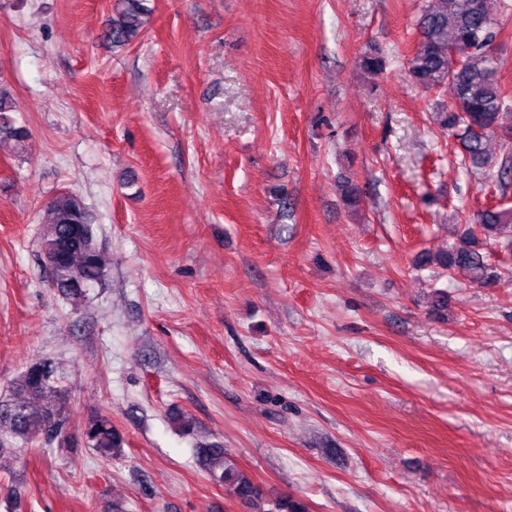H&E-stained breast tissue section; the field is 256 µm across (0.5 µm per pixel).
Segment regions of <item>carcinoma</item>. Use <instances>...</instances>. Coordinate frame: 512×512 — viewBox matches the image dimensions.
Segmentation results:
<instances>
[{
    "label": "carcinoma",
    "instance_id": "cac0c4a2",
    "mask_svg": "<svg viewBox=\"0 0 512 512\" xmlns=\"http://www.w3.org/2000/svg\"><path fill=\"white\" fill-rule=\"evenodd\" d=\"M425 2L417 23L418 45L407 62L408 77L425 91L452 89V100L439 113V125L461 146V164L485 170L501 189L502 202L477 212L469 222L512 245V208L503 203L512 187V154H505L495 166L485 148L492 136L512 140V97L498 82L499 60L492 47L494 0ZM150 14L147 0H118L103 32L104 40L114 48L132 43L143 33ZM13 108L9 95L1 91L0 145L11 143L19 148L28 131L15 126L7 116ZM341 191L346 206L358 208L360 188L347 179ZM44 213L41 253L58 256L49 271L53 287L64 299L79 304L106 276L93 224L82 200L68 191L51 197ZM436 263L449 273H469L473 282L485 284L492 279L483 254L466 246H448ZM63 379L48 359L26 365L13 386L19 399L0 403V455L20 453L39 440L47 445L55 442L63 448L75 447L66 432L68 398L61 386ZM83 442L99 456L110 459L123 447L124 438L109 416L95 414L85 427ZM200 462L213 482L224 486L230 496L251 504L254 512H309L304 501L291 495H283L272 502L271 508H265L262 490L224 457V448L219 445L202 449Z\"/></svg>",
    "mask_w": 512,
    "mask_h": 512
}]
</instances>
